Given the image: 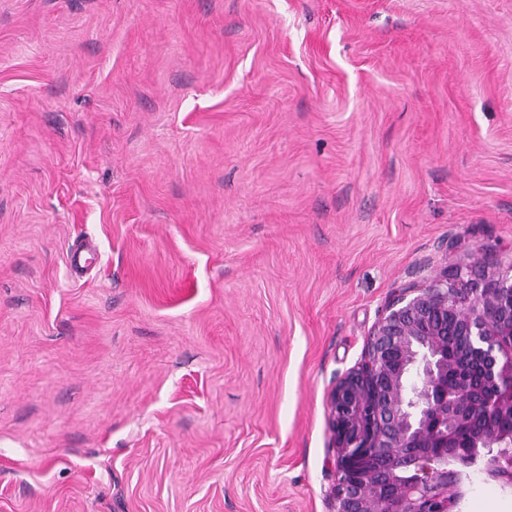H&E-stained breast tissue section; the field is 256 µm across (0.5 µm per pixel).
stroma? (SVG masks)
<instances>
[{
  "label": "stroma",
  "mask_w": 512,
  "mask_h": 512,
  "mask_svg": "<svg viewBox=\"0 0 512 512\" xmlns=\"http://www.w3.org/2000/svg\"><path fill=\"white\" fill-rule=\"evenodd\" d=\"M480 259L512 0H0V512H331L330 389Z\"/></svg>",
  "instance_id": "1"
}]
</instances>
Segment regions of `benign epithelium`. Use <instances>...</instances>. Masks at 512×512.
I'll use <instances>...</instances> for the list:
<instances>
[{"instance_id": "7a95c632", "label": "benign epithelium", "mask_w": 512, "mask_h": 512, "mask_svg": "<svg viewBox=\"0 0 512 512\" xmlns=\"http://www.w3.org/2000/svg\"><path fill=\"white\" fill-rule=\"evenodd\" d=\"M327 410L333 512H460L473 472L512 487V268L394 298Z\"/></svg>"}]
</instances>
